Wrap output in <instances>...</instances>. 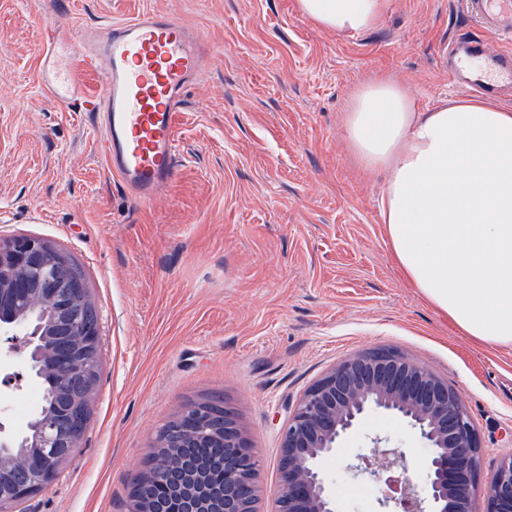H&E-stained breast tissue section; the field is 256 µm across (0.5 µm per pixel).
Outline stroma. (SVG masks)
Wrapping results in <instances>:
<instances>
[{"mask_svg": "<svg viewBox=\"0 0 512 512\" xmlns=\"http://www.w3.org/2000/svg\"><path fill=\"white\" fill-rule=\"evenodd\" d=\"M145 11L196 28L206 66L176 126L173 180L150 204L108 169L88 112L39 80L47 23L94 27ZM464 0H389L340 35L297 0H0V237L37 236L85 273L100 325L90 426L56 481L0 512H129L158 430L190 401L233 407L260 461L259 512H277L289 407L345 357L394 350L458 390L482 454L478 484L512 453V347L460 335L403 279L384 241L382 180L343 133L360 83L384 75L419 109L458 97L441 65ZM0 422L18 430L42 384L0 356ZM414 476L430 450L402 419L367 413L322 461L338 512H379L349 466L373 437Z\"/></svg>", "mask_w": 512, "mask_h": 512, "instance_id": "35a3bbf8", "label": "stroma"}]
</instances>
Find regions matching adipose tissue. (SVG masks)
Segmentation results:
<instances>
[{
    "instance_id": "adipose-tissue-1",
    "label": "adipose tissue",
    "mask_w": 512,
    "mask_h": 512,
    "mask_svg": "<svg viewBox=\"0 0 512 512\" xmlns=\"http://www.w3.org/2000/svg\"><path fill=\"white\" fill-rule=\"evenodd\" d=\"M353 35L388 0H298ZM364 170L383 176L386 243L412 288L463 335L512 347V110L480 98L421 110L388 78L361 84L343 120Z\"/></svg>"
}]
</instances>
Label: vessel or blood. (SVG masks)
<instances>
[{"instance_id":"vessel-or-blood-1","label":"vessel or blood","mask_w":512,"mask_h":512,"mask_svg":"<svg viewBox=\"0 0 512 512\" xmlns=\"http://www.w3.org/2000/svg\"><path fill=\"white\" fill-rule=\"evenodd\" d=\"M472 32L449 42L443 63L452 83L486 94L512 93V0H469ZM503 42L490 54L483 38ZM73 56L61 67L59 53ZM41 81L59 106L94 113L101 147L113 175L143 204L175 174L176 117L186 90L197 84L205 54L201 37L167 12L148 11L87 29L71 23L46 29ZM99 78L102 90L82 88Z\"/></svg>"}]
</instances>
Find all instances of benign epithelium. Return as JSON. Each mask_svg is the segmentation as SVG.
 Listing matches in <instances>:
<instances>
[{"label":"benign epithelium","instance_id":"benign-epithelium-1","mask_svg":"<svg viewBox=\"0 0 512 512\" xmlns=\"http://www.w3.org/2000/svg\"><path fill=\"white\" fill-rule=\"evenodd\" d=\"M89 306V292L68 253L38 237L0 239V342L9 353L25 354L28 368L57 386L56 401L43 412V425L67 426L64 458L79 447L88 427L84 415L95 391L86 363L100 343L99 321L82 328L72 310ZM370 410L398 415L432 449L426 480L410 473L405 453L373 440L350 469L377 486L384 512H472L481 448L470 415L456 388L428 366L392 351L361 352L333 366L289 411L281 427L282 498L289 512H336V502L320 468L323 458L342 450V442ZM175 425L157 433V448H222L224 478L206 480L208 465L193 461L175 477L136 482L131 512H156L177 497L184 512H251L258 496L260 460L234 409L220 414L206 401L186 403ZM51 446L40 428L5 432L0 424L2 501L29 498L50 486L57 467L29 468L28 457L7 456L10 448ZM487 512H512V454L501 458L483 488Z\"/></svg>","mask_w":512,"mask_h":512}]
</instances>
